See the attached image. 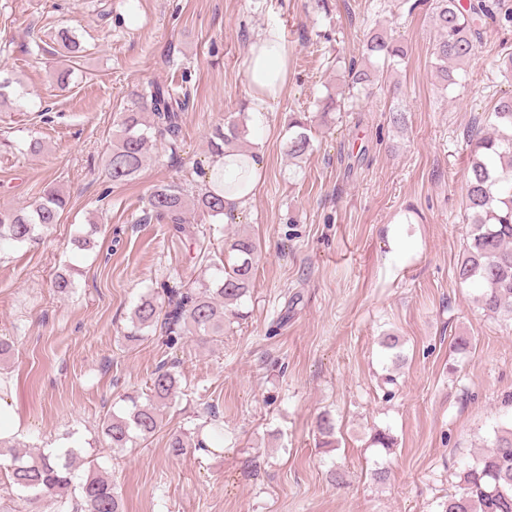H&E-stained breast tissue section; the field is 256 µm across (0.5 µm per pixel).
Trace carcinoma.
<instances>
[{
    "label": "carcinoma",
    "mask_w": 512,
    "mask_h": 512,
    "mask_svg": "<svg viewBox=\"0 0 512 512\" xmlns=\"http://www.w3.org/2000/svg\"><path fill=\"white\" fill-rule=\"evenodd\" d=\"M432 21L436 30L435 69L446 89L459 84L456 71L475 58L480 30L487 25L512 23V9L504 0H477L467 7L458 0H432ZM403 56V47L385 29L372 28L364 44L363 61H353L344 68L345 90L327 93L319 111L339 112L345 103L368 96L385 70ZM136 97L142 109L122 113L119 134L107 159V174L114 185L135 177L150 147L158 144L172 155L181 149V113L188 107V93L148 82ZM491 117V130L477 131L467 141L470 165L465 211L472 231L457 273L460 280L482 286L478 302L486 311L512 320V96L500 99ZM289 128L288 156L301 160L312 151L311 120L298 113ZM245 133L244 120H230L227 130L216 131L210 139L211 153L245 150L241 145ZM193 204L213 219L223 218L224 179L211 181L193 198ZM187 206L188 194L182 185L162 184L147 198L145 219L170 225L177 238L194 240L197 232L187 228ZM65 208L64 195L50 187L25 208L0 209V250L36 240L60 223ZM259 256V244L248 234L237 236L228 255L219 260L209 251L198 250L194 259L215 269L210 279L164 284L166 311L157 295L140 298L124 340L136 343L159 329L165 333L168 348L175 349L186 336H223L226 317H242L239 306L250 294ZM177 385L173 370L161 366L151 378L146 401H140L138 395L125 397L127 408L102 422L109 447L133 448L153 437L160 427V406L176 394ZM0 454L9 456L6 472L21 492L25 512H121L118 493L95 464H90L79 485H74L81 455L73 446L56 454L23 452L14 447ZM460 480L462 493L442 501V512H512V427L495 431L493 447L465 466Z\"/></svg>",
    "instance_id": "obj_1"
}]
</instances>
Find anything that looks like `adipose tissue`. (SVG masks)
<instances>
[{
  "label": "adipose tissue",
  "mask_w": 512,
  "mask_h": 512,
  "mask_svg": "<svg viewBox=\"0 0 512 512\" xmlns=\"http://www.w3.org/2000/svg\"><path fill=\"white\" fill-rule=\"evenodd\" d=\"M245 72L255 106H262L282 93L288 81V50L279 29L267 27L255 33L245 60ZM217 166L224 171L225 184L232 187L231 192L224 196L226 210L240 211L261 183V151L225 153Z\"/></svg>",
  "instance_id": "adipose-tissue-1"
}]
</instances>
